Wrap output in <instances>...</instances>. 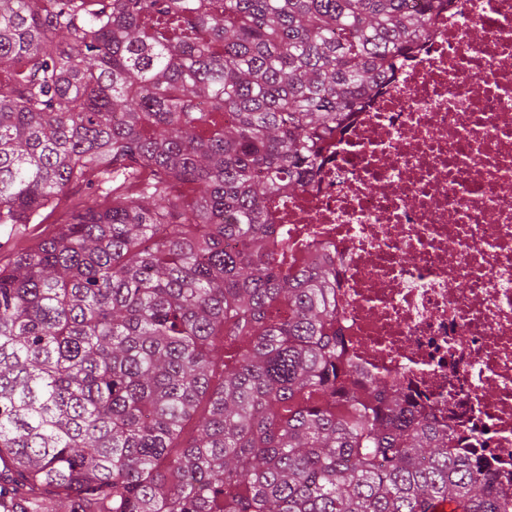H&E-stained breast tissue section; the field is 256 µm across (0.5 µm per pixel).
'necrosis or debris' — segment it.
<instances>
[{"label": "necrosis or debris", "mask_w": 512, "mask_h": 512, "mask_svg": "<svg viewBox=\"0 0 512 512\" xmlns=\"http://www.w3.org/2000/svg\"><path fill=\"white\" fill-rule=\"evenodd\" d=\"M423 45L273 216L289 263L333 260L357 371L476 448L512 498V0H455Z\"/></svg>", "instance_id": "obj_1"}]
</instances>
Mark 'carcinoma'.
Here are the masks:
<instances>
[{"label": "carcinoma", "instance_id": "1", "mask_svg": "<svg viewBox=\"0 0 512 512\" xmlns=\"http://www.w3.org/2000/svg\"><path fill=\"white\" fill-rule=\"evenodd\" d=\"M452 2L0 0V512H512L271 212ZM79 195L77 190H72L69 198L63 199L59 207L47 217L43 224H30L35 227L27 233L14 236L3 250L0 249V264L8 260L11 252L32 247L42 239L54 236L59 231L61 223H64L67 218L71 202Z\"/></svg>", "mask_w": 512, "mask_h": 512}]
</instances>
